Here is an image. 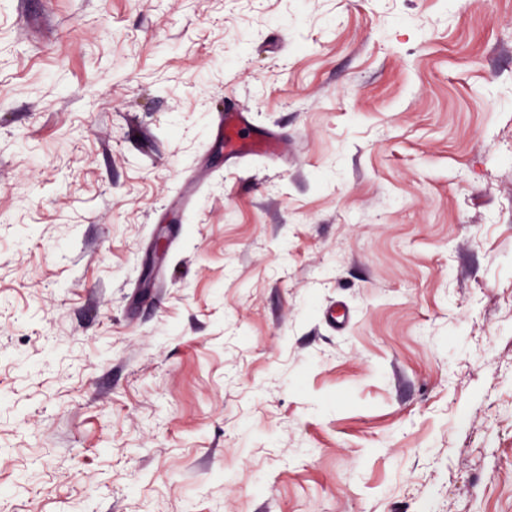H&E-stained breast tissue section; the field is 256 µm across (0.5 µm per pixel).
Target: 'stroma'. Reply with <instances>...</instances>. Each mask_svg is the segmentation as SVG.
I'll list each match as a JSON object with an SVG mask.
<instances>
[{"instance_id": "1", "label": "stroma", "mask_w": 512, "mask_h": 512, "mask_svg": "<svg viewBox=\"0 0 512 512\" xmlns=\"http://www.w3.org/2000/svg\"><path fill=\"white\" fill-rule=\"evenodd\" d=\"M426 498L512 512V0H0V512ZM220 122L223 124L224 149L231 157L251 155L271 158L286 152L285 142L274 135H244L249 123L248 112L234 108L224 110Z\"/></svg>"}]
</instances>
